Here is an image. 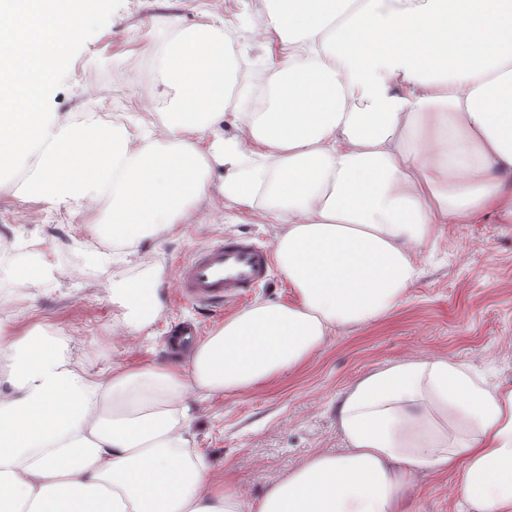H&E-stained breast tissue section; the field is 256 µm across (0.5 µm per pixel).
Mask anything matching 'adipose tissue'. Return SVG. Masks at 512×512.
<instances>
[{"label":"adipose tissue","mask_w":512,"mask_h":512,"mask_svg":"<svg viewBox=\"0 0 512 512\" xmlns=\"http://www.w3.org/2000/svg\"><path fill=\"white\" fill-rule=\"evenodd\" d=\"M280 41L268 106L224 140L233 63L223 23L149 29L162 129L44 112L90 0H11L0 34V172L25 196L100 208L130 247L209 197L265 190L292 303L259 301L181 362L77 373L45 336L0 333L14 393L0 399V512H402L409 476L459 472L471 512H512V386L448 356L407 357L341 395V451H321L244 502L187 438L193 393L234 394L293 372L341 329L378 322L418 281L443 224L512 222V0H267ZM208 148H200L202 136ZM253 145L244 153L242 143ZM162 275L112 300L136 333L162 311Z\"/></svg>","instance_id":"adipose-tissue-1"}]
</instances>
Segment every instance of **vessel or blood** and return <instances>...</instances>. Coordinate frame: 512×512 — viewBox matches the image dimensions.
I'll return each instance as SVG.
<instances>
[{"label":"vessel or blood","mask_w":512,"mask_h":512,"mask_svg":"<svg viewBox=\"0 0 512 512\" xmlns=\"http://www.w3.org/2000/svg\"><path fill=\"white\" fill-rule=\"evenodd\" d=\"M271 249L245 236H221L177 266L180 298L209 308L245 301L269 276Z\"/></svg>","instance_id":"obj_1"}]
</instances>
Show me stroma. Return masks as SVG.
I'll use <instances>...</instances> for the list:
<instances>
[{"label": "stroma", "mask_w": 512, "mask_h": 512, "mask_svg": "<svg viewBox=\"0 0 512 512\" xmlns=\"http://www.w3.org/2000/svg\"><path fill=\"white\" fill-rule=\"evenodd\" d=\"M265 0H94L95 19L70 45L57 83L45 97L48 112L64 116L98 112L132 118L131 101L147 89L148 115L161 89L151 82L145 38L154 24L183 26L223 21L240 59L256 75L278 57V44L253 21ZM226 171L214 165L210 202L190 223L176 224L114 256L89 212L72 213L21 195L22 170L0 172V326L16 337L39 332L67 344L76 368L110 381L113 369L143 370L170 362L166 338L181 321L195 319L204 332L239 312L234 303L209 312L176 298V263L219 235L272 243L276 227L262 216V198L239 205L225 199ZM36 259L52 279L26 281L22 266ZM423 271L404 304L371 325L329 336L324 348L285 378L233 395L192 402L189 446L214 477H229L245 502L259 498L270 478L312 453L342 448L336 399L351 382L376 367L410 356H450L512 384V223L445 224L417 252ZM162 268V313L144 330L128 334L112 302L117 284L145 280ZM407 512H467L455 473L416 476Z\"/></svg>", "instance_id": "1"}]
</instances>
